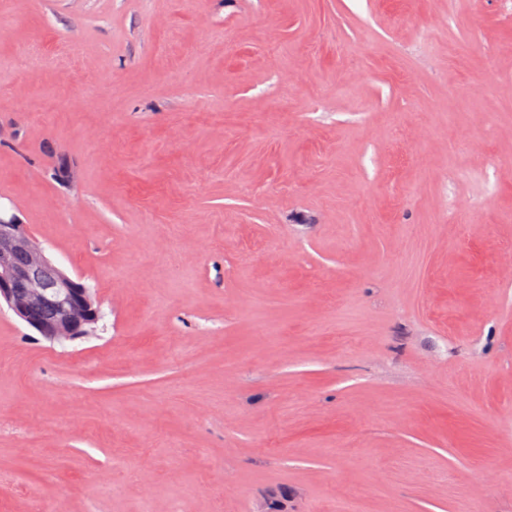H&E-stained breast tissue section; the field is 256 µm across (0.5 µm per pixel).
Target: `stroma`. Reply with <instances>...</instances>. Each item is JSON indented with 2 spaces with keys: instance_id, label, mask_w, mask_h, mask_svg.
Instances as JSON below:
<instances>
[{
  "instance_id": "obj_1",
  "label": "stroma",
  "mask_w": 512,
  "mask_h": 512,
  "mask_svg": "<svg viewBox=\"0 0 512 512\" xmlns=\"http://www.w3.org/2000/svg\"><path fill=\"white\" fill-rule=\"evenodd\" d=\"M0 512H512V0H0ZM18 253L27 256L18 264ZM45 274L55 276L53 285L43 283ZM45 288L52 289L51 293ZM44 339L63 344L86 335L88 327L102 317L101 307L92 298L90 288L75 280L46 256L41 244L24 224L13 216L2 217L0 211V301ZM34 301L55 303L63 315L54 321L41 318L32 306Z\"/></svg>"
}]
</instances>
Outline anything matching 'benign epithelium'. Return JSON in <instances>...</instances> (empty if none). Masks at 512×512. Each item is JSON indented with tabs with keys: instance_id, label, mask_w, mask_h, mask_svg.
Segmentation results:
<instances>
[{
	"instance_id": "benign-epithelium-1",
	"label": "benign epithelium",
	"mask_w": 512,
	"mask_h": 512,
	"mask_svg": "<svg viewBox=\"0 0 512 512\" xmlns=\"http://www.w3.org/2000/svg\"><path fill=\"white\" fill-rule=\"evenodd\" d=\"M44 339L63 344L86 335L102 317L89 288L46 256L41 244L14 217L0 216V301ZM34 301L56 304L63 315L49 321L32 306Z\"/></svg>"
}]
</instances>
